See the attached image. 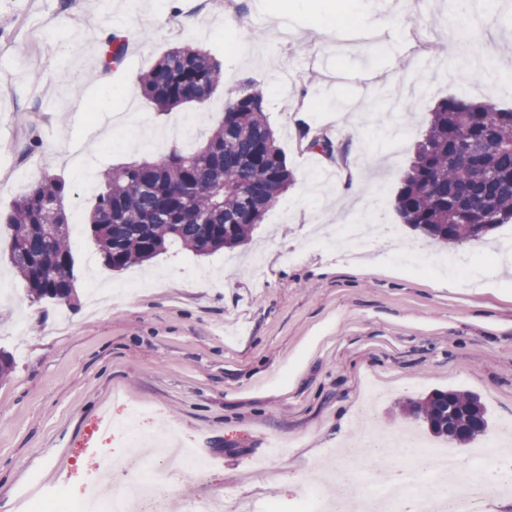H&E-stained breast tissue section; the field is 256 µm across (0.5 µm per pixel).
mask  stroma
<instances>
[{
  "instance_id": "obj_1",
  "label": "stroma",
  "mask_w": 512,
  "mask_h": 512,
  "mask_svg": "<svg viewBox=\"0 0 512 512\" xmlns=\"http://www.w3.org/2000/svg\"><path fill=\"white\" fill-rule=\"evenodd\" d=\"M480 22L459 20L449 0H357L345 31L318 33L321 11L301 0H0V213L43 175L66 184L79 227L71 240L75 299L34 301L10 262L0 226V512L19 497L64 489L80 497L94 448L122 454L100 420L148 409L141 442L174 429L210 458L205 495L296 512L304 491H329L321 465L367 429L360 411L371 381L386 384L378 426L444 447L404 416L435 391L476 394L489 445L512 420V222L480 240L448 244L402 224L396 194L431 112L448 97L512 108V80L461 65L455 37L488 59L512 38V0H487ZM385 17L389 29L371 19ZM124 31L126 55L102 69L107 36ZM186 42L224 70L202 106L158 114L137 82L169 48ZM260 86L294 181L248 242L206 256L182 245L115 272L86 221L113 165L193 151L212 134L224 102ZM134 116L164 135L162 147L111 139L110 116ZM329 135L358 171L349 202L322 179L321 154L301 127ZM396 236L370 242L359 273L339 270L336 236L361 206ZM436 258L464 253L479 285L440 288L437 272L408 271L383 250L416 244ZM487 462H500L491 449Z\"/></svg>"
}]
</instances>
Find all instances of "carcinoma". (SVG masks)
Segmentation results:
<instances>
[{
    "label": "carcinoma",
    "mask_w": 512,
    "mask_h": 512,
    "mask_svg": "<svg viewBox=\"0 0 512 512\" xmlns=\"http://www.w3.org/2000/svg\"><path fill=\"white\" fill-rule=\"evenodd\" d=\"M126 49V38L112 34L103 65L120 64ZM223 80L221 65L188 43L168 49L138 76L143 97L159 112L202 105ZM300 139L310 150L346 160L327 136L302 129ZM292 181L263 92L250 84L225 102L224 116L195 152L173 150L159 160L112 167L87 223L113 271L149 261L172 243L208 255L246 243ZM64 190V181L46 174L4 218L11 262L37 301L50 293L61 302L73 295ZM396 210L404 223L446 243L479 240L486 233L480 225L511 221L512 109L492 100L440 101L402 179ZM450 405L456 408L451 420ZM405 413L434 436L461 443L488 427L484 405L468 392L438 391L409 403Z\"/></svg>",
    "instance_id": "1"
}]
</instances>
